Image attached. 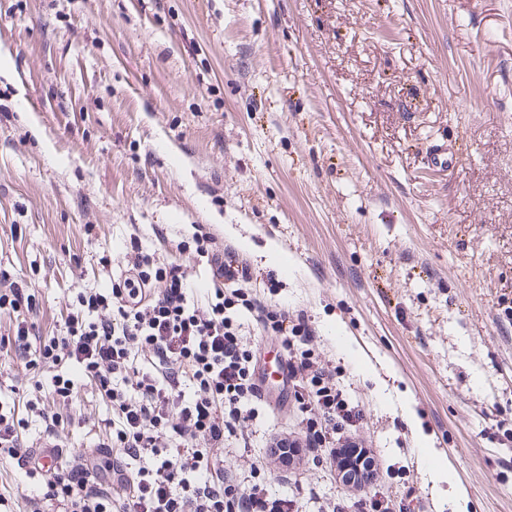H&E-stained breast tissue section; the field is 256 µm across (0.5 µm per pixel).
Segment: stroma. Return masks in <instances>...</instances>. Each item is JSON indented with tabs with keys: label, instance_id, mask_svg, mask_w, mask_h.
Here are the masks:
<instances>
[{
	"label": "stroma",
	"instance_id": "35a3bbf8",
	"mask_svg": "<svg viewBox=\"0 0 512 512\" xmlns=\"http://www.w3.org/2000/svg\"><path fill=\"white\" fill-rule=\"evenodd\" d=\"M455 141L454 169L429 168ZM203 228L303 312L364 417L375 488L405 512H512V0H0V268L60 333L78 292L109 288L130 240L179 251ZM278 285L269 293L267 281ZM52 374L0 352V407ZM59 438L89 455L112 407L78 383ZM296 408L259 405L224 450L301 512L358 495L321 461L275 462ZM451 483L433 488L426 455ZM37 486L0 455V498Z\"/></svg>",
	"mask_w": 512,
	"mask_h": 512
}]
</instances>
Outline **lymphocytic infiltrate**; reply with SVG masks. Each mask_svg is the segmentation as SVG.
<instances>
[{
	"instance_id": "obj_1",
	"label": "lymphocytic infiltrate",
	"mask_w": 512,
	"mask_h": 512,
	"mask_svg": "<svg viewBox=\"0 0 512 512\" xmlns=\"http://www.w3.org/2000/svg\"><path fill=\"white\" fill-rule=\"evenodd\" d=\"M194 249L212 273L206 303L190 297L183 265L143 253L131 242L124 280L100 292L77 294L62 333L41 336L18 322L0 334V350L22 349L29 367L55 368L56 402L68 401L77 380L94 384L112 404V434L96 456L29 470L39 494L26 498V512H297L288 496L265 483H235L217 451L255 415L261 393L255 352L241 334L239 311L255 314L263 331L278 339L288 357V388L299 408L298 437L278 450L305 449L331 463L359 458L375 462L348 436L362 411L311 344L315 330L304 314L268 310L245 293L255 273L231 248H214L206 232ZM75 366L78 378L61 374Z\"/></svg>"
}]
</instances>
